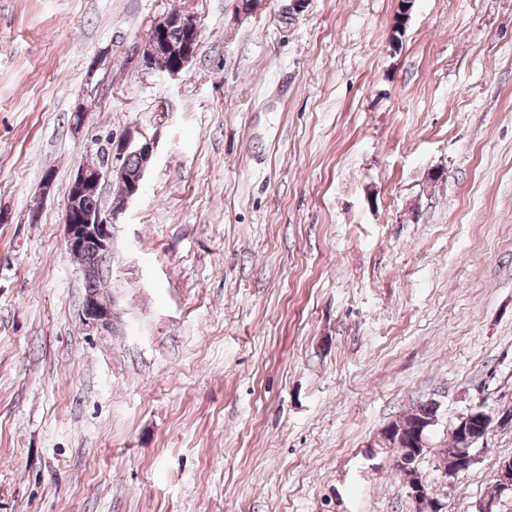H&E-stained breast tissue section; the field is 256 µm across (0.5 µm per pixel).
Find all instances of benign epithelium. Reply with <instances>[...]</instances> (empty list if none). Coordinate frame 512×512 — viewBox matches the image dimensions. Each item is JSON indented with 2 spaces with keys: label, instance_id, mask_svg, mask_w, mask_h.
Listing matches in <instances>:
<instances>
[{
  "label": "benign epithelium",
  "instance_id": "benign-epithelium-1",
  "mask_svg": "<svg viewBox=\"0 0 512 512\" xmlns=\"http://www.w3.org/2000/svg\"><path fill=\"white\" fill-rule=\"evenodd\" d=\"M187 33L180 50L181 66H186L196 54L195 42L200 36V27L196 19L191 15H184L178 20ZM169 17L158 21L149 31L146 40L138 47V56L143 65L147 66L157 55L175 49V46L161 39L160 33L168 27ZM100 151L106 155V171L121 175L124 173L122 158L124 153L132 149L142 157L137 173L120 182L124 190V198L129 199L140 193L143 187L145 171L153 154V143L150 141L136 142L133 137L112 144L100 138L93 139ZM102 172L89 171L81 166L77 169L71 183V193L67 195L64 204V244L66 250L73 254L85 248L88 243L95 244L100 262L91 263L82 267L85 281L97 278L102 263L112 255V243L114 238V215L106 214L101 210L88 211L84 209L82 197L86 193L91 181L100 180ZM85 320L103 331L112 330V300L98 292L85 293L82 301ZM473 415L467 414L461 417L460 426L455 428L458 432L459 442L464 444V449L459 455L453 471L449 477L459 478L466 473L476 462L479 444L483 442L489 428L487 419H481V425L472 426ZM434 421L423 422L417 426L414 433L408 437L392 436L386 440L388 448L394 453L396 466L409 473L405 477L410 496L415 503V508H424V512H438L440 502L429 493L420 475L416 472L413 463L418 457L429 449L428 432ZM500 494L512 493V460L503 462L496 474Z\"/></svg>",
  "mask_w": 512,
  "mask_h": 512
}]
</instances>
